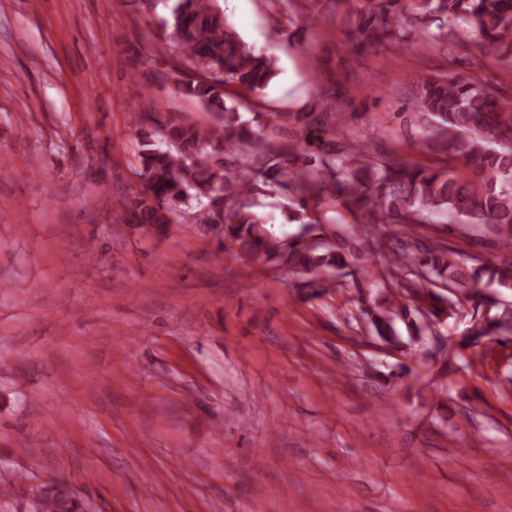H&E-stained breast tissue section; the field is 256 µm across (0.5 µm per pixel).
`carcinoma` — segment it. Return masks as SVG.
<instances>
[{
    "label": "carcinoma",
    "mask_w": 512,
    "mask_h": 512,
    "mask_svg": "<svg viewBox=\"0 0 512 512\" xmlns=\"http://www.w3.org/2000/svg\"><path fill=\"white\" fill-rule=\"evenodd\" d=\"M160 26L180 50L195 76L177 80L180 90L198 99L212 123L196 125L163 115H139L134 132L141 143V192L121 200L139 223L163 229L186 214L196 224L220 227L218 250L264 261L303 280L316 298L336 279L352 277L349 287L363 293L375 282L385 294L364 304V320L387 346L403 343L395 321L410 327L409 340L469 307L471 325L462 345L491 337L512 342V303L481 288L482 280L512 285V266L479 255L466 270L457 253L410 232L417 224L485 227L512 240V100L488 83L446 75L425 79L417 88V115L432 123L428 150L462 162L465 173L411 164L371 141L347 137L317 152L309 140L275 146L270 131L286 115L265 122L242 119L224 101L231 82L255 93L277 75L274 59L249 50L215 8V0H176ZM420 46L448 49L475 41L482 54L512 61V0H366L350 23L354 50L386 47L398 52L415 36ZM166 148L158 146L156 137ZM236 151L229 165L224 155ZM285 199V216L314 233L276 238L255 211L257 196ZM361 219L363 235L350 230L345 215ZM404 232L386 244V225ZM34 512H78V497L56 485L34 498Z\"/></svg>",
    "instance_id": "cac0c4a2"
}]
</instances>
